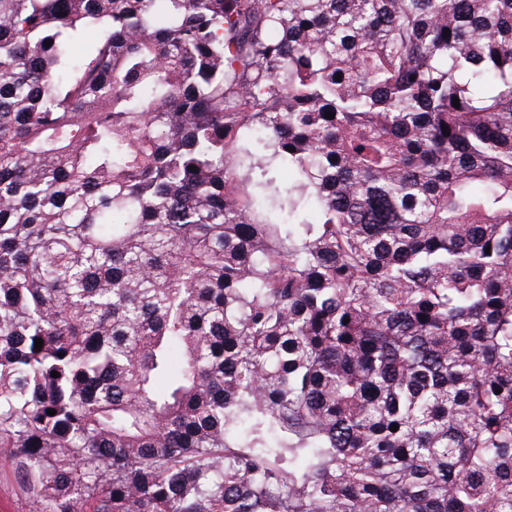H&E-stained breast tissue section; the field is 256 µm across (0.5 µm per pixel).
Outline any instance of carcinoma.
Wrapping results in <instances>:
<instances>
[{
	"instance_id": "1",
	"label": "carcinoma",
	"mask_w": 512,
	"mask_h": 512,
	"mask_svg": "<svg viewBox=\"0 0 512 512\" xmlns=\"http://www.w3.org/2000/svg\"><path fill=\"white\" fill-rule=\"evenodd\" d=\"M0 457L34 512H512V0H0Z\"/></svg>"
}]
</instances>
